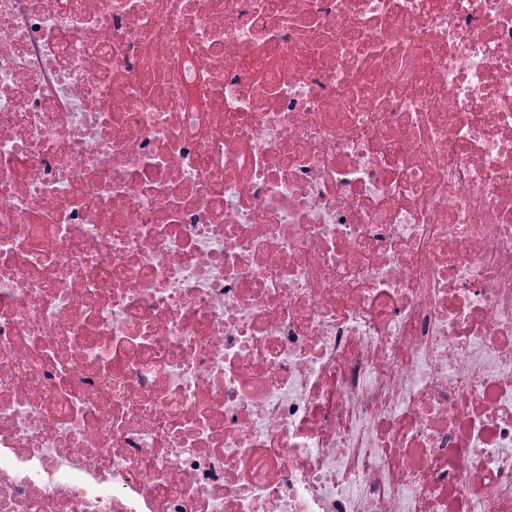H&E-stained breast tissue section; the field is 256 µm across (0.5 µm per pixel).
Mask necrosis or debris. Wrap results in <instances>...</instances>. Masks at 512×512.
<instances>
[{
	"label": "necrosis or debris",
	"instance_id": "necrosis-or-debris-1",
	"mask_svg": "<svg viewBox=\"0 0 512 512\" xmlns=\"http://www.w3.org/2000/svg\"><path fill=\"white\" fill-rule=\"evenodd\" d=\"M0 512H512V0H0Z\"/></svg>",
	"mask_w": 512,
	"mask_h": 512
}]
</instances>
